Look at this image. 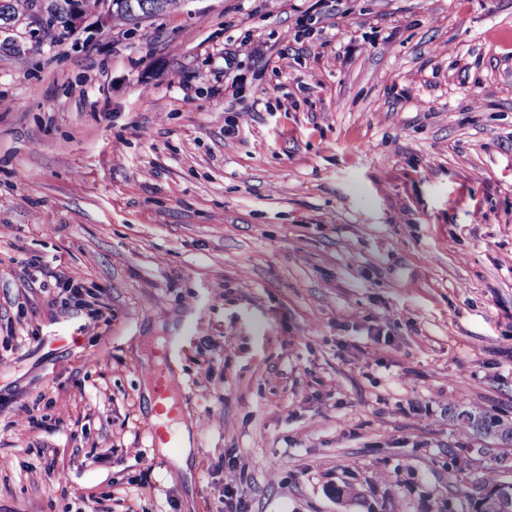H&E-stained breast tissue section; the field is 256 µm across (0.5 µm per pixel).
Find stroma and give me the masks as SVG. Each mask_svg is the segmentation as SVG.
I'll return each mask as SVG.
<instances>
[{
	"instance_id": "1",
	"label": "stroma",
	"mask_w": 512,
	"mask_h": 512,
	"mask_svg": "<svg viewBox=\"0 0 512 512\" xmlns=\"http://www.w3.org/2000/svg\"><path fill=\"white\" fill-rule=\"evenodd\" d=\"M0 99V512H228L233 462L246 512L512 478L455 418L512 424V0H183L0 53ZM177 432L179 437L171 432L165 423L152 424L151 436L152 446L161 448L163 454L167 453V448H180V440L182 448L178 455L173 458V464L175 468L183 473L189 474V468L192 463V438L194 434L193 422H181L177 424ZM164 447V448H163Z\"/></svg>"
}]
</instances>
